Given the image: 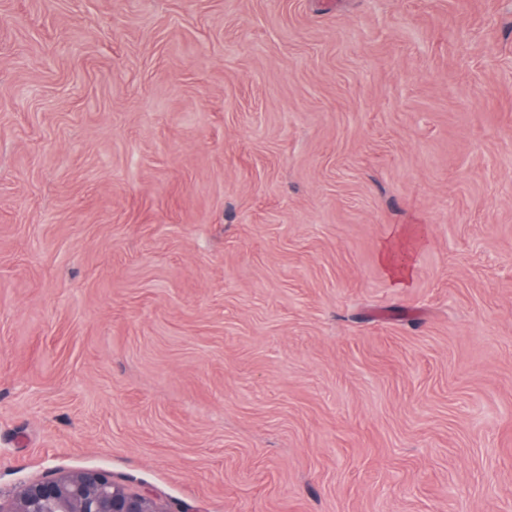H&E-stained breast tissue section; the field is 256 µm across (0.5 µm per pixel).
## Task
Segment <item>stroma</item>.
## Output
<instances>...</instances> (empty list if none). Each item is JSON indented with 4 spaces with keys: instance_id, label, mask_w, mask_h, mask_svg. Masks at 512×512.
Listing matches in <instances>:
<instances>
[{
    "instance_id": "obj_1",
    "label": "stroma",
    "mask_w": 512,
    "mask_h": 512,
    "mask_svg": "<svg viewBox=\"0 0 512 512\" xmlns=\"http://www.w3.org/2000/svg\"><path fill=\"white\" fill-rule=\"evenodd\" d=\"M87 468L512 512V0H0V499ZM421 242L422 237L413 228H408L381 248V264L396 288L405 287L410 280L412 255Z\"/></svg>"
}]
</instances>
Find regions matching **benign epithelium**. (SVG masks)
<instances>
[{
	"instance_id": "benign-epithelium-1",
	"label": "benign epithelium",
	"mask_w": 512,
	"mask_h": 512,
	"mask_svg": "<svg viewBox=\"0 0 512 512\" xmlns=\"http://www.w3.org/2000/svg\"><path fill=\"white\" fill-rule=\"evenodd\" d=\"M0 512H166L146 492L131 491L104 469L91 468L31 482Z\"/></svg>"
}]
</instances>
